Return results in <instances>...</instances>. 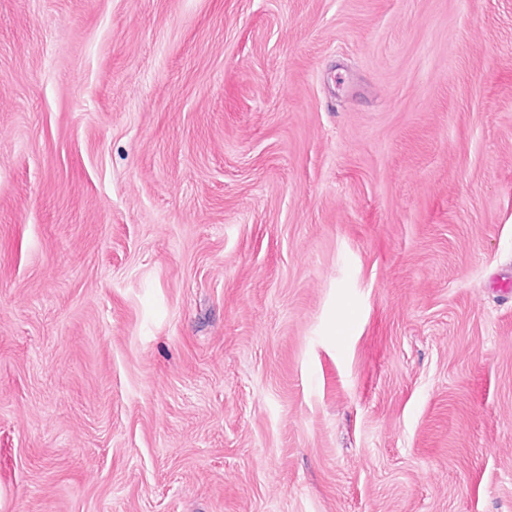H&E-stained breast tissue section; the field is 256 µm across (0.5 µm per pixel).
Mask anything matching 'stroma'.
I'll return each mask as SVG.
<instances>
[{"instance_id":"35a3bbf8","label":"stroma","mask_w":512,"mask_h":512,"mask_svg":"<svg viewBox=\"0 0 512 512\" xmlns=\"http://www.w3.org/2000/svg\"><path fill=\"white\" fill-rule=\"evenodd\" d=\"M0 512H512V0H0Z\"/></svg>"}]
</instances>
